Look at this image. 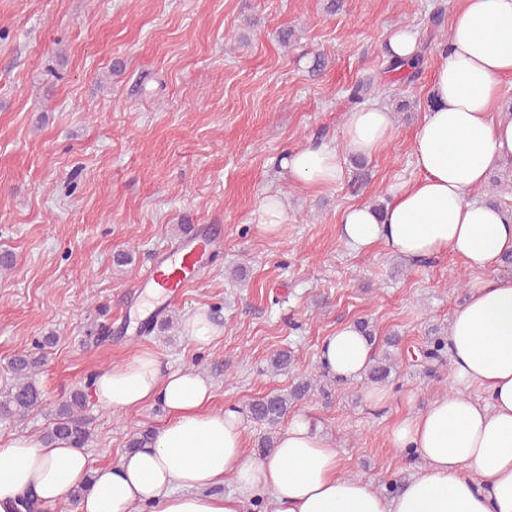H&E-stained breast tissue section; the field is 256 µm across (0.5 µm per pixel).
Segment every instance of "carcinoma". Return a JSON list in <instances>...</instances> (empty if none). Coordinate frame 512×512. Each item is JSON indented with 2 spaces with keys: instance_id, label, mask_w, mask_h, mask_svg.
Wrapping results in <instances>:
<instances>
[{
  "instance_id": "cac0c4a2",
  "label": "carcinoma",
  "mask_w": 512,
  "mask_h": 512,
  "mask_svg": "<svg viewBox=\"0 0 512 512\" xmlns=\"http://www.w3.org/2000/svg\"><path fill=\"white\" fill-rule=\"evenodd\" d=\"M427 47H422L412 60H387L386 72L398 79L411 83L419 74ZM384 92L379 85L371 81H360L350 89L353 103H365ZM400 339L390 336L385 340L386 349L382 354L373 356L364 372V380L372 385L387 383L395 367L396 350ZM413 361L428 372L447 365L448 351L446 337L435 336L416 348ZM44 365V355L30 351H21L12 356L8 362L10 383L0 391V420L7 419L21 423L35 410L44 407V395L36 383V376ZM330 380L327 370H322L314 377L297 379L286 393H270L258 398L248 405L250 421L265 428L259 437L257 448L264 454L270 452L277 444V428L288 416L292 405L304 399L312 391H319L329 397L324 382ZM86 397L83 391L73 392L69 398L57 404L52 419L42 434L48 442L66 441L76 448H82L89 441L91 432L89 423L83 415Z\"/></svg>"
}]
</instances>
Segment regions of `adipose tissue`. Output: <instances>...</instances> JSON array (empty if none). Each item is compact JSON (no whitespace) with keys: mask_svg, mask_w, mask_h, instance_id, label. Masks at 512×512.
Masks as SVG:
<instances>
[{"mask_svg":"<svg viewBox=\"0 0 512 512\" xmlns=\"http://www.w3.org/2000/svg\"><path fill=\"white\" fill-rule=\"evenodd\" d=\"M438 57L431 105L412 140L418 178L394 186L384 209L347 207L340 227L360 251L380 245L410 261L450 252L488 274L448 328L452 392L390 429L391 447L411 450L422 473L385 496L346 475L334 446L305 418L288 424L269 455L248 454L240 412L210 409L205 377L164 367L143 350L96 372L91 393L115 411L162 405L167 418L152 443L93 471L69 443L48 445L37 434L0 439V512H16L29 492L64 501L83 483L77 512H244L262 493L273 512H512V277L494 273L512 254V211L470 197L512 158V115L500 105V81L512 76V0H458ZM393 135L391 112L370 104L349 114L341 148L313 144L281 167L308 187H335L346 178V156H373ZM371 356L350 325L326 336L319 352L346 381L362 378ZM474 389L483 398H472ZM228 477L235 490L225 495Z\"/></svg>","mask_w":512,"mask_h":512,"instance_id":"ef3b65f1","label":"adipose tissue"}]
</instances>
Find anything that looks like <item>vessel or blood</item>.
I'll use <instances>...</instances> for the list:
<instances>
[{
  "mask_svg": "<svg viewBox=\"0 0 512 512\" xmlns=\"http://www.w3.org/2000/svg\"><path fill=\"white\" fill-rule=\"evenodd\" d=\"M223 246L221 237L196 230L166 248L144 271L137 284L139 299L171 304L181 291L195 282L214 253Z\"/></svg>",
  "mask_w": 512,
  "mask_h": 512,
  "instance_id": "b4317fda",
  "label": "vessel or blood"
}]
</instances>
